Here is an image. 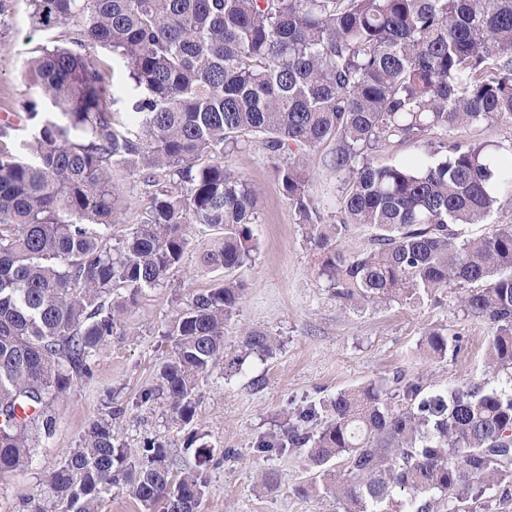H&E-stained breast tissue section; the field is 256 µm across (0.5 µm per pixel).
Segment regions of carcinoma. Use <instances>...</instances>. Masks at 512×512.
Listing matches in <instances>:
<instances>
[{
	"label": "carcinoma",
	"instance_id": "1",
	"mask_svg": "<svg viewBox=\"0 0 512 512\" xmlns=\"http://www.w3.org/2000/svg\"><path fill=\"white\" fill-rule=\"evenodd\" d=\"M60 32L28 61L42 97L23 103L29 138L0 125V478L29 467L56 428L54 403L121 317L178 265L189 229L211 232L202 262L231 273L251 259L257 194L224 167L243 137L265 146L299 223L319 250L317 274L357 307L429 296L455 284L467 313L492 329L488 367L512 375V226L464 238L512 202L509 143L434 141L431 131L497 120L512 126V0H28ZM112 52L132 91L110 109L88 51ZM420 154L375 163L387 144ZM331 146L343 172L338 224H325L299 149ZM140 221L117 228L130 194ZM374 230L347 256L337 238ZM242 286L218 278L168 326L162 394L188 424L201 380L224 359V324ZM274 340L248 330L244 354ZM425 349L448 352L431 331ZM400 406L377 384L295 412L259 453L305 450L314 477L301 497L336 512H456L481 487L512 477V389L471 382ZM93 421L48 476L61 512H99L125 490L147 512H199L204 469L173 475L165 445L132 453ZM321 419L311 435L305 425ZM344 458L342 471L330 462Z\"/></svg>",
	"mask_w": 512,
	"mask_h": 512
}]
</instances>
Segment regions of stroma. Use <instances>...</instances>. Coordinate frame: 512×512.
I'll return each instance as SVG.
<instances>
[{
	"mask_svg": "<svg viewBox=\"0 0 512 512\" xmlns=\"http://www.w3.org/2000/svg\"><path fill=\"white\" fill-rule=\"evenodd\" d=\"M48 39L31 20L26 0H13L0 19V116L22 118L23 102L39 97L25 64ZM301 155L321 212L334 221L342 176L330 164V148H305ZM224 165L258 194L252 226L257 249L234 273L243 296L224 326V352L234 356L240 336L259 329L276 340V353L250 356L236 371L216 367L200 387L193 421L173 418L158 380L173 348L166 330L190 294L216 278L199 262L203 229L192 227L181 263L163 284L146 290L106 338L92 377L74 380L61 394L55 433L33 465L0 479V512H30L35 505L42 512H59L46 486L48 475L79 447L89 424L111 410L118 413L116 430L128 448L163 442L175 472L197 467L196 448L212 449L201 512H332V500L296 495V485L309 477L301 451L261 455L253 449L258 437L279 431L289 413L371 382L386 384L400 404L411 384L420 385L426 396L470 380L512 387L511 378L488 367L490 326L464 312L459 288L451 285L420 300L375 307L344 305L318 277L315 246L262 145L242 139L225 154ZM433 329L457 338V352L442 360L426 357L424 337ZM228 449L235 453L229 461L224 458ZM268 470L279 476L272 492L261 486Z\"/></svg>",
	"mask_w": 512,
	"mask_h": 512,
	"instance_id": "1",
	"label": "stroma"
}]
</instances>
